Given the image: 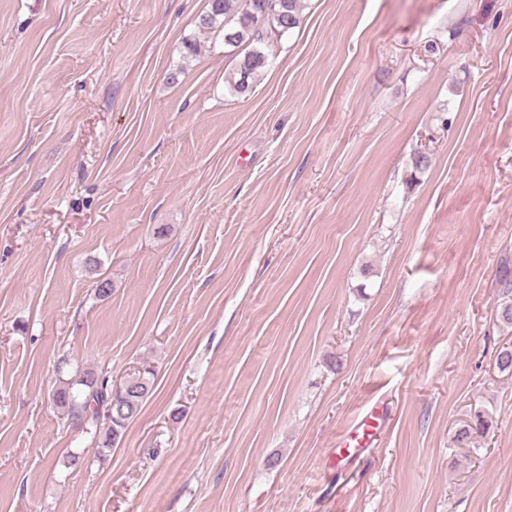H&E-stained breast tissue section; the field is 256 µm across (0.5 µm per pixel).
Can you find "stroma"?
<instances>
[{
  "instance_id": "obj_1",
  "label": "stroma",
  "mask_w": 512,
  "mask_h": 512,
  "mask_svg": "<svg viewBox=\"0 0 512 512\" xmlns=\"http://www.w3.org/2000/svg\"><path fill=\"white\" fill-rule=\"evenodd\" d=\"M302 5L239 96L208 0H0V512H512V0ZM499 283L504 292V301L499 304V317L505 322L512 324V299L508 298V295L512 293V268L504 262L499 272ZM154 377L150 368L127 374L120 382L121 388L114 392L110 372L79 370L74 378L53 392L51 400L66 414L70 426L92 440L98 439L102 448H111L139 415L152 390Z\"/></svg>"
}]
</instances>
